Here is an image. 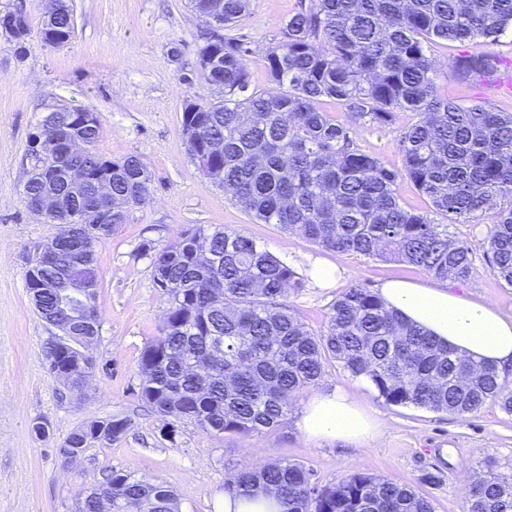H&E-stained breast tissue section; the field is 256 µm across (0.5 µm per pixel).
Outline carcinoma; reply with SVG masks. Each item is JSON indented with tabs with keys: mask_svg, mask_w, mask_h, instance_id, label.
I'll use <instances>...</instances> for the list:
<instances>
[{
	"mask_svg": "<svg viewBox=\"0 0 512 512\" xmlns=\"http://www.w3.org/2000/svg\"><path fill=\"white\" fill-rule=\"evenodd\" d=\"M213 3L191 0L194 11L226 28L242 20L250 0H217L214 16ZM511 29L512 0H311L288 17L265 56L269 86L252 90L251 49L221 33L196 52L209 61L199 73L213 98L184 103L187 153L257 221L299 232L325 250L397 256L442 280L466 281L475 269L472 250L448 238V225L471 224L494 211L490 271L512 287V114L440 99L438 68L427 54L436 40L494 42ZM0 30L23 51L30 33L23 5L0 14ZM40 35L49 46L72 40L71 7L43 16ZM488 58L459 57L454 66L470 77ZM331 100L347 111V122L321 109ZM396 109L420 115L398 138L400 168L356 140L360 127L391 126ZM36 130L47 141L74 133L87 142V154L74 160L35 159L34 167L53 168V180L32 173L23 187L29 203L51 191L63 206L81 207L88 226V254L68 256L58 269L30 261L24 274L27 292L40 293L38 314L63 330L69 323L57 311L59 280L87 279L96 297L95 244L149 201L151 175L135 156H102L100 123L85 126L65 107L48 113ZM212 142L222 150L206 151ZM74 162L112 168V223H99L89 202L71 199L65 169ZM404 179L425 196L428 210L400 202L397 186ZM153 278L167 308L161 336L141 352L139 390L162 416L215 435L271 430L332 362L368 379L388 405L464 416L493 400L512 413V389L497 366L459 355L367 288L347 289L331 305L323 333L309 331L283 303L305 288L303 275L235 228L184 231L155 255ZM213 336L224 337L219 356L210 354ZM126 430L124 419L91 421L72 431L59 453L80 457ZM260 489L276 493L285 512H434L408 484L354 471L320 486L312 471L288 460L241 469L224 481L231 494ZM109 497L128 512H177L168 487L118 470L85 494L76 512H100L101 499ZM467 512H512V474L486 464L469 489Z\"/></svg>",
	"mask_w": 512,
	"mask_h": 512,
	"instance_id": "cac0c4a2",
	"label": "carcinoma"
}]
</instances>
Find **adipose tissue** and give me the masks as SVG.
<instances>
[{
	"instance_id": "obj_1",
	"label": "adipose tissue",
	"mask_w": 512,
	"mask_h": 512,
	"mask_svg": "<svg viewBox=\"0 0 512 512\" xmlns=\"http://www.w3.org/2000/svg\"><path fill=\"white\" fill-rule=\"evenodd\" d=\"M381 294L388 306L458 354L501 369L512 366V318L492 305L403 280L386 281ZM297 426L313 440L356 444L374 439L381 429L378 420L338 389L318 393L302 411Z\"/></svg>"
}]
</instances>
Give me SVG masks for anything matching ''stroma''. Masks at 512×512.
Returning <instances> with one entry per match:
<instances>
[{
  "label": "stroma",
  "mask_w": 512,
  "mask_h": 512,
  "mask_svg": "<svg viewBox=\"0 0 512 512\" xmlns=\"http://www.w3.org/2000/svg\"><path fill=\"white\" fill-rule=\"evenodd\" d=\"M19 1L30 28L24 55L0 37V512H73L84 490L114 470L170 487L179 512H222L227 474L247 462L286 459L312 469L322 486L361 471L413 485L431 499L435 512H466L464 482L489 462L512 471V414L497 403L487 402L464 417L392 406L335 364L318 387L343 390L379 418L382 428L372 441L352 445L308 439L296 425L311 398L307 392L281 426L249 437L217 436L146 407L139 398L137 365L144 346L159 336L166 309V298L154 285L152 262L188 227L237 228L304 274L315 259L338 267L337 284L321 288L311 282L286 299L317 334L325 330L333 302L352 286L376 292L391 279L423 286L437 280L398 259L324 250L279 225L258 223L196 169L187 154L181 116L185 101L210 98L195 66L209 26L189 0H70L76 35L63 47L41 39L44 0H0V12ZM300 4L251 0L248 15L227 29V36L243 37L250 45L252 87H267L264 57ZM429 53L439 68L440 98L512 113V97L494 94L453 66L468 54L491 53L512 61L511 33L494 44L440 41L431 44ZM74 106L98 113L100 154L114 160L138 157L152 176L150 201L129 211L125 224L95 247L101 327L90 349L95 368L80 391L48 373L44 345L56 330L36 313L23 278L34 246L60 230L42 223L22 194L31 167L29 136L50 109ZM418 119L416 113L396 111L389 128L359 129L357 143L401 167L397 139ZM495 222L489 212L473 224L449 225V238L467 243L476 255L471 279L452 287L512 316V288L492 275L484 255ZM110 417L128 421L120 440L96 443L69 463L57 454L77 427ZM37 422L46 424L47 437L34 433ZM430 473L438 483L425 482Z\"/></svg>",
  "instance_id": "stroma-1"
}]
</instances>
